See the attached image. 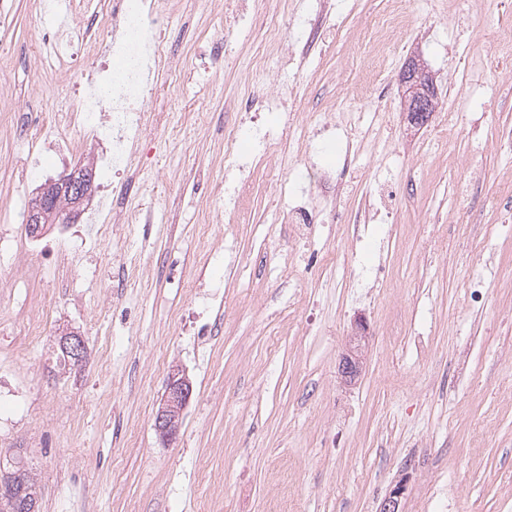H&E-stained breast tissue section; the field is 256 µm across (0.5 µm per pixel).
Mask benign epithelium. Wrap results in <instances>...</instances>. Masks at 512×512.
Returning a JSON list of instances; mask_svg holds the SVG:
<instances>
[{"mask_svg": "<svg viewBox=\"0 0 512 512\" xmlns=\"http://www.w3.org/2000/svg\"><path fill=\"white\" fill-rule=\"evenodd\" d=\"M399 83L403 88L404 110L408 121L414 126L427 124L439 104L436 91V77L429 72L419 55L410 56L403 66ZM94 187V171L90 166L80 167L73 174L50 180L41 185L28 207L27 223L40 225L50 214L56 213V195L65 194L71 199L64 211L62 223L73 224L80 215V207L90 199ZM367 325L358 320L349 336V351L338 364V373L346 383H352L359 376L362 364V350L365 348ZM60 349L76 362H81L86 353L85 341L77 335H65L59 339ZM193 393L192 382L182 369H174L166 381L165 392L154 416V429L166 442L178 434L184 411ZM0 492L14 498L25 492V477L20 474L0 478ZM404 485L393 487L380 503L379 512H401V498Z\"/></svg>", "mask_w": 512, "mask_h": 512, "instance_id": "7a95c632", "label": "benign epithelium"}]
</instances>
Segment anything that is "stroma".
Wrapping results in <instances>:
<instances>
[{
    "label": "stroma",
    "mask_w": 512,
    "mask_h": 512,
    "mask_svg": "<svg viewBox=\"0 0 512 512\" xmlns=\"http://www.w3.org/2000/svg\"><path fill=\"white\" fill-rule=\"evenodd\" d=\"M343 18L333 47L299 48L300 68L281 72L307 112L326 104L365 113L369 146L342 199L358 207L366 182L390 193L392 244L380 246L378 222L358 240L336 230L328 241L337 271L360 256L388 262L386 289L353 296L311 287L295 319H280L295 281L311 279L309 253L275 254L286 225L274 221V198L260 185L254 222L239 230L242 272L225 282L224 301L194 287L197 266L223 244L227 219L213 216L199 238L194 200L201 186L224 179V137L241 118L234 99L253 89L250 28L238 33L236 65L209 75L198 96L183 99L164 77L159 102L179 109V131L151 126L139 141L141 165L125 205L152 212L124 238L84 248L91 225L71 239L57 227L27 236L15 264L0 263V451L20 456L36 475L40 512H268L273 495L288 512H378L405 480L404 512H512V277L497 266L512 253V201L499 188L512 180V159L494 142L512 127V0H436L430 21L412 18L419 51L436 73L440 103L459 97L478 70L487 87L463 112L450 151L422 146L401 102L391 114L369 104L372 83L357 82L343 59L357 53L358 32L382 0H332ZM33 0H0V231L17 198L31 199L42 179L22 175L9 139L15 107H50L34 80L43 32ZM224 25V0H179L169 37L191 48ZM299 131L284 134L275 157L281 182L294 169L342 164L343 131L331 154L306 153ZM482 178L468 198L470 221L448 223V206L464 163ZM421 190L410 192L412 178ZM483 277V304L467 305L461 286ZM54 295L51 331L32 343L19 332L30 306ZM372 343L358 381L341 383L337 365L356 316ZM430 337L422 355L392 324ZM76 332L87 344L78 364L60 361L58 339ZM194 387L177 438L164 443L154 413L173 366Z\"/></svg>",
    "instance_id": "obj_1"
}]
</instances>
